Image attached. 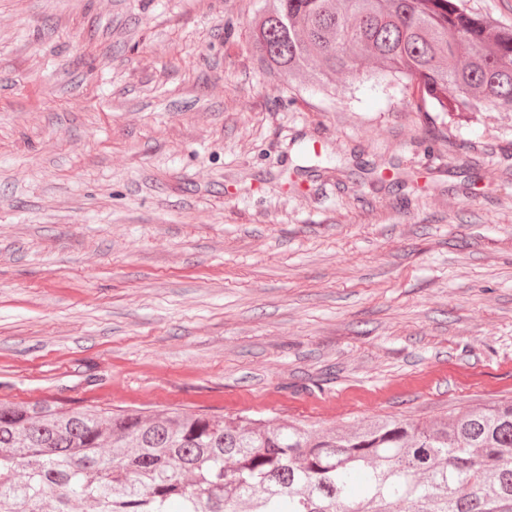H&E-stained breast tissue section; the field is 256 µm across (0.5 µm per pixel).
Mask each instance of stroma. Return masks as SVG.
<instances>
[{
    "mask_svg": "<svg viewBox=\"0 0 512 512\" xmlns=\"http://www.w3.org/2000/svg\"><path fill=\"white\" fill-rule=\"evenodd\" d=\"M262 0H0V399L429 417L512 397V117L297 90Z\"/></svg>",
    "mask_w": 512,
    "mask_h": 512,
    "instance_id": "1",
    "label": "stroma"
}]
</instances>
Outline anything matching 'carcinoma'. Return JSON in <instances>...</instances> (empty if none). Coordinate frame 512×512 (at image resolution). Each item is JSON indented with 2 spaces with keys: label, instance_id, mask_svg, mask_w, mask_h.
<instances>
[{
  "label": "carcinoma",
  "instance_id": "1",
  "mask_svg": "<svg viewBox=\"0 0 512 512\" xmlns=\"http://www.w3.org/2000/svg\"><path fill=\"white\" fill-rule=\"evenodd\" d=\"M269 73L363 74L450 116L512 112V26L463 0H267ZM512 512V397L323 428L298 417L0 401V512Z\"/></svg>",
  "mask_w": 512,
  "mask_h": 512
}]
</instances>
